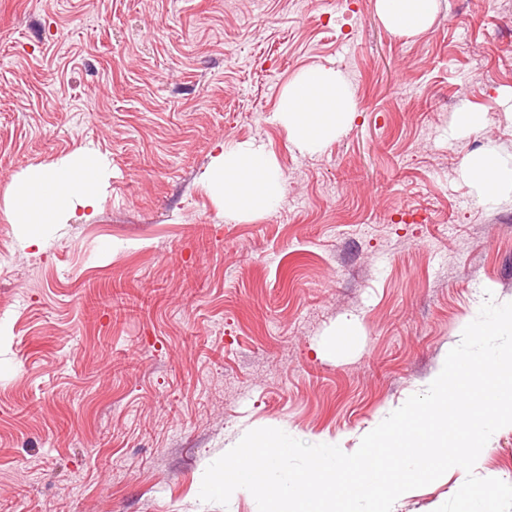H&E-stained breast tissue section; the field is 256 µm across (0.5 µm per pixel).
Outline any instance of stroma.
<instances>
[{
    "instance_id": "1",
    "label": "stroma",
    "mask_w": 512,
    "mask_h": 512,
    "mask_svg": "<svg viewBox=\"0 0 512 512\" xmlns=\"http://www.w3.org/2000/svg\"><path fill=\"white\" fill-rule=\"evenodd\" d=\"M315 64L356 110L303 153L275 113ZM505 89L512 0H440L412 39L375 0H0V190L86 147L109 171L96 214L41 247L0 212V512H258L199 498L248 431L359 447L486 295L512 302V193L483 205L462 173L512 162ZM465 101L485 125L452 134ZM219 143L271 154L275 209L225 217ZM474 472L512 483V427ZM465 478L392 512H435Z\"/></svg>"
}]
</instances>
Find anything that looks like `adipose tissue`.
Here are the masks:
<instances>
[{
  "label": "adipose tissue",
  "mask_w": 512,
  "mask_h": 512,
  "mask_svg": "<svg viewBox=\"0 0 512 512\" xmlns=\"http://www.w3.org/2000/svg\"><path fill=\"white\" fill-rule=\"evenodd\" d=\"M439 0H375L376 14L392 33L414 37L430 29ZM356 109L351 87L336 69L322 65L301 70L284 88L277 118L300 151L314 152L345 129ZM108 164L86 148L47 166L13 175L0 200L12 224L25 229V242L40 246L41 226L86 218L101 199ZM464 173L481 203L493 204L512 192V164L492 151L472 157ZM208 189L225 216L238 218L273 210L284 194L281 172L264 148L252 144L218 147L208 175Z\"/></svg>",
  "instance_id": "obj_1"
}]
</instances>
